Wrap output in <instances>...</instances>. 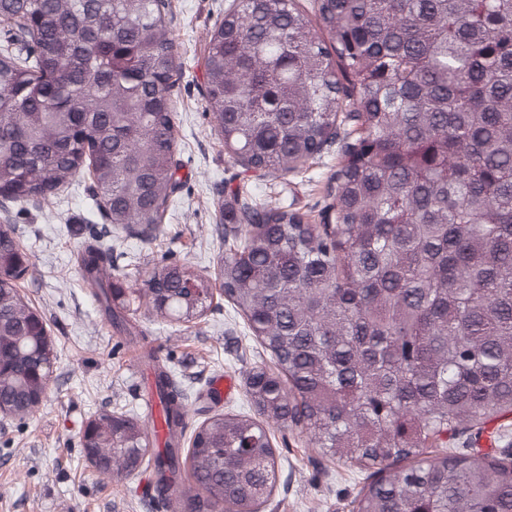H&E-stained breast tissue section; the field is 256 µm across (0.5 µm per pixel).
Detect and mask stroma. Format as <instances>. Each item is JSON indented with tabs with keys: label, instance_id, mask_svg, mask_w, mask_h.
Masks as SVG:
<instances>
[{
	"label": "stroma",
	"instance_id": "obj_1",
	"mask_svg": "<svg viewBox=\"0 0 512 512\" xmlns=\"http://www.w3.org/2000/svg\"><path fill=\"white\" fill-rule=\"evenodd\" d=\"M229 0H170L169 20L178 47L182 79L176 98L177 146L183 162L178 202L149 248L115 238L111 225L88 220L82 189L40 207L0 206V225L14 233L32 255L34 272L20 290L43 315L57 352L48 395L25 421L0 418V512H164L147 491L145 477L99 475L82 455L85 422L109 411H139L145 395L140 371L130 362L126 336L102 320L76 254L84 239L101 235L115 253H136L143 268L164 261L188 263L215 274L224 247L213 232L224 216V180L237 167L211 130L201 94V61L211 31L224 18ZM337 162L319 160L302 182L277 183L286 201L319 209L322 176ZM137 316L161 362L186 391L211 383L220 373L233 377L224 407L249 411L246 375L269 358L231 303L213 302L206 320L158 325L146 309ZM279 480L264 512H354L366 474L311 448L297 428L274 427Z\"/></svg>",
	"mask_w": 512,
	"mask_h": 512
}]
</instances>
